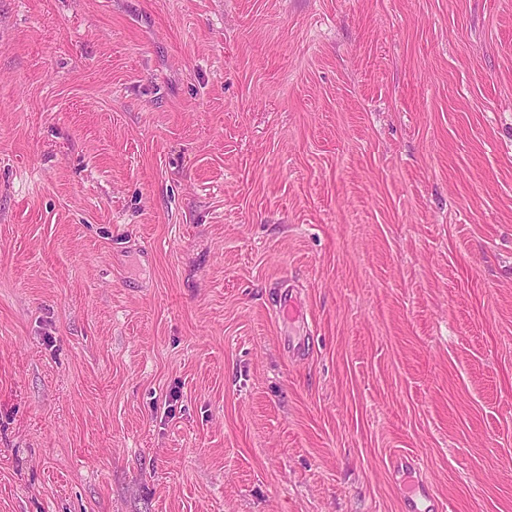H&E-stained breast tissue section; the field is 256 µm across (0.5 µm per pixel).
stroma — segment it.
<instances>
[{
  "label": "stroma",
  "instance_id": "obj_1",
  "mask_svg": "<svg viewBox=\"0 0 512 512\" xmlns=\"http://www.w3.org/2000/svg\"><path fill=\"white\" fill-rule=\"evenodd\" d=\"M512 512V0H0V512Z\"/></svg>",
  "mask_w": 512,
  "mask_h": 512
}]
</instances>
